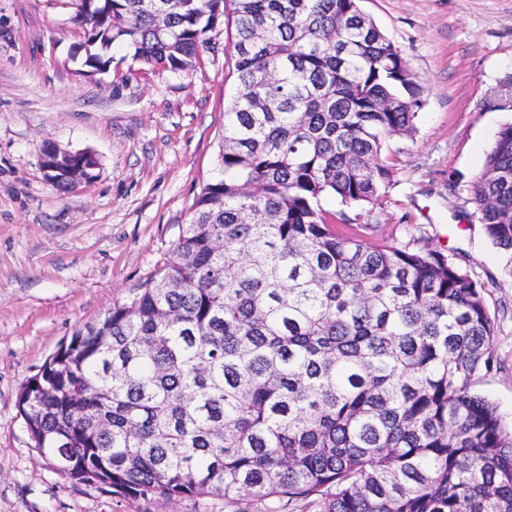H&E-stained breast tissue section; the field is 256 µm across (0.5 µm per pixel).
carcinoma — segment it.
I'll return each mask as SVG.
<instances>
[{
	"mask_svg": "<svg viewBox=\"0 0 512 512\" xmlns=\"http://www.w3.org/2000/svg\"><path fill=\"white\" fill-rule=\"evenodd\" d=\"M82 66L113 45L188 74L234 29L220 176L159 278L116 301L17 394L34 448L125 498L320 512H512V428L474 391L492 370L484 285L442 252L370 243L361 215L423 88L359 0H74ZM512 263V122L471 182Z\"/></svg>",
	"mask_w": 512,
	"mask_h": 512,
	"instance_id": "1",
	"label": "carcinoma"
}]
</instances>
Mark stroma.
<instances>
[{
	"instance_id": "stroma-1",
	"label": "stroma",
	"mask_w": 512,
	"mask_h": 512,
	"mask_svg": "<svg viewBox=\"0 0 512 512\" xmlns=\"http://www.w3.org/2000/svg\"><path fill=\"white\" fill-rule=\"evenodd\" d=\"M424 88L413 137L388 142L396 171L368 241L421 237L487 283L497 320L493 369L479 391L512 422V276L471 219L480 172L512 98V0H360ZM70 0H0V512H265L217 497L124 498L61 476L33 448L20 384L73 331L131 299L166 258L203 184L218 174L234 84L233 29L220 25L200 67L152 73L112 55L119 74L83 76ZM93 152L95 178L61 193L47 142Z\"/></svg>"
}]
</instances>
